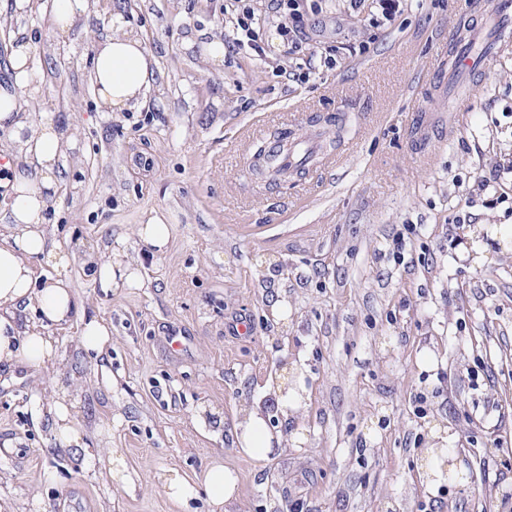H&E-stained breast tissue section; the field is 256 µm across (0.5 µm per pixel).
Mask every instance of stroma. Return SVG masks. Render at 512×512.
I'll list each match as a JSON object with an SVG mask.
<instances>
[{
	"label": "stroma",
	"mask_w": 512,
	"mask_h": 512,
	"mask_svg": "<svg viewBox=\"0 0 512 512\" xmlns=\"http://www.w3.org/2000/svg\"><path fill=\"white\" fill-rule=\"evenodd\" d=\"M492 2L405 0L387 21L378 0H319L290 54L272 0H251L267 17L258 57L227 46L239 0H107L66 35L0 0V89H14L15 36L31 37L45 90L32 119L82 130L45 232L70 244L79 311L112 329L101 359L80 350L76 319L52 328L50 371L0 369L11 512H210L158 476L199 484L215 461L238 479L231 512H512V31L469 91L437 78L449 33L484 26ZM115 10L156 63L137 111L100 110L90 80ZM210 41L221 60L203 57ZM317 114L347 117L329 167L276 184L250 174L257 142ZM156 213L162 253L136 234ZM92 256L135 280L102 293ZM242 321L251 335H236ZM295 365L307 397L281 416L268 385ZM53 382L71 387L97 455L59 444L43 409ZM254 401L301 437L262 465L232 432ZM438 435L451 474L429 489L421 451ZM163 486L167 489L168 494L177 501H182L193 497L197 494L198 489L195 485L190 484L176 471L170 474L160 476Z\"/></svg>",
	"instance_id": "1"
}]
</instances>
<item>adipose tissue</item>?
I'll use <instances>...</instances> for the list:
<instances>
[{
	"label": "adipose tissue",
	"mask_w": 512,
	"mask_h": 512,
	"mask_svg": "<svg viewBox=\"0 0 512 512\" xmlns=\"http://www.w3.org/2000/svg\"><path fill=\"white\" fill-rule=\"evenodd\" d=\"M108 26L109 35L97 42L92 56L99 105L107 112L140 107L156 82L154 59L122 13H112ZM31 52L26 39L13 48L9 63L15 90H0V131L11 143L4 171L9 195L0 204L8 217L0 225V364L47 369L59 357L58 340L51 336L50 327L68 325L78 314L70 280L62 271L69 245L48 241L44 226L58 192L59 170L76 149L79 130L61 129L50 117L36 123L24 113L26 99L36 98L42 82L39 73L27 67ZM44 257L53 260L60 272L41 282L34 262ZM71 406L70 391H58L48 408L55 434L61 444L89 451ZM236 437L242 452L259 461L281 453L288 442L287 435L268 427L257 406L248 409ZM162 483L178 501L204 491L210 512H225L239 497L236 478L220 463L209 468L202 486L175 472L163 475Z\"/></svg>",
	"instance_id": "1"
}]
</instances>
